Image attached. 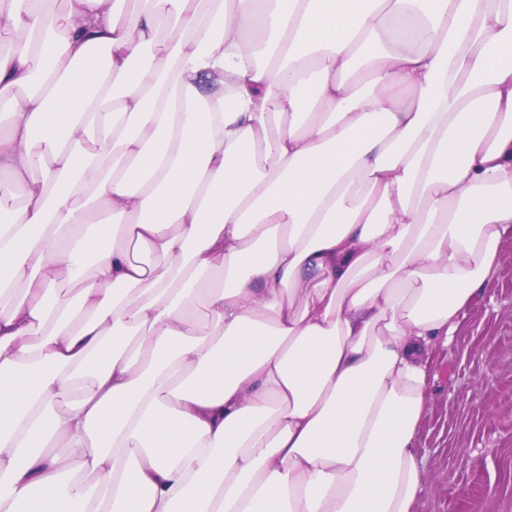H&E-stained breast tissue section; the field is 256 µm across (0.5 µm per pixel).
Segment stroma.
<instances>
[{
	"label": "stroma",
	"mask_w": 512,
	"mask_h": 512,
	"mask_svg": "<svg viewBox=\"0 0 512 512\" xmlns=\"http://www.w3.org/2000/svg\"><path fill=\"white\" fill-rule=\"evenodd\" d=\"M500 253L451 345L432 355L415 512H512V232Z\"/></svg>",
	"instance_id": "35a3bbf8"
}]
</instances>
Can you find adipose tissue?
Returning a JSON list of instances; mask_svg holds the SVG:
<instances>
[{
    "label": "adipose tissue",
    "mask_w": 512,
    "mask_h": 512,
    "mask_svg": "<svg viewBox=\"0 0 512 512\" xmlns=\"http://www.w3.org/2000/svg\"><path fill=\"white\" fill-rule=\"evenodd\" d=\"M124 2L0 0V512H413L512 0Z\"/></svg>",
    "instance_id": "obj_1"
}]
</instances>
